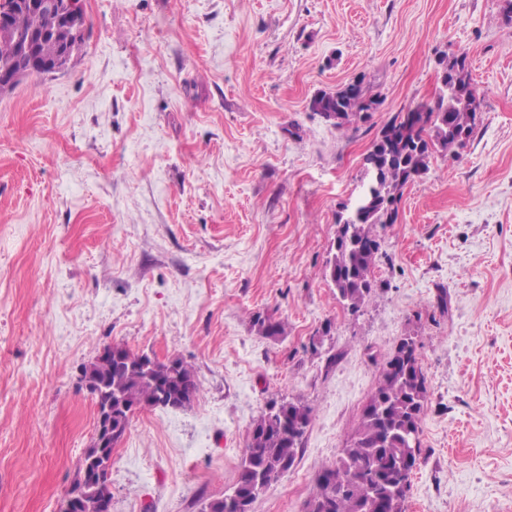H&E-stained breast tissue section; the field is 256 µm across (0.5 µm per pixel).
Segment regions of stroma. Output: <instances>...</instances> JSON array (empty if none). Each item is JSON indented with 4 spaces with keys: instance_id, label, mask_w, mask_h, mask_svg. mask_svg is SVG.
I'll return each mask as SVG.
<instances>
[{
    "instance_id": "1",
    "label": "stroma",
    "mask_w": 512,
    "mask_h": 512,
    "mask_svg": "<svg viewBox=\"0 0 512 512\" xmlns=\"http://www.w3.org/2000/svg\"><path fill=\"white\" fill-rule=\"evenodd\" d=\"M84 3L72 67L0 97V512H59L96 424L81 368L113 343L191 364L200 395L134 414L112 512L231 492L273 400L312 421L252 512H305L405 336L429 391L407 512L512 507V0ZM459 54L475 133L404 186L350 313L325 277L336 215ZM358 78L370 119L311 112Z\"/></svg>"
}]
</instances>
